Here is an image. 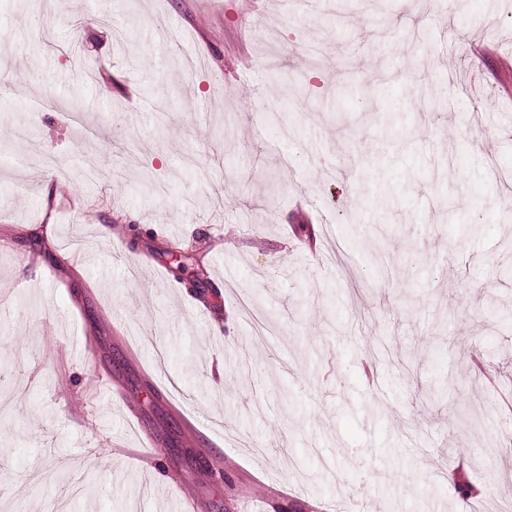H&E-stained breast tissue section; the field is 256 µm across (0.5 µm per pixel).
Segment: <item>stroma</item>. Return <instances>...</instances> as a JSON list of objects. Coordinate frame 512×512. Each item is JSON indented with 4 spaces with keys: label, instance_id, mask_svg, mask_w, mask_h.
Listing matches in <instances>:
<instances>
[{
    "label": "stroma",
    "instance_id": "1",
    "mask_svg": "<svg viewBox=\"0 0 512 512\" xmlns=\"http://www.w3.org/2000/svg\"><path fill=\"white\" fill-rule=\"evenodd\" d=\"M510 82L512 0H0V512H491Z\"/></svg>",
    "mask_w": 512,
    "mask_h": 512
}]
</instances>
